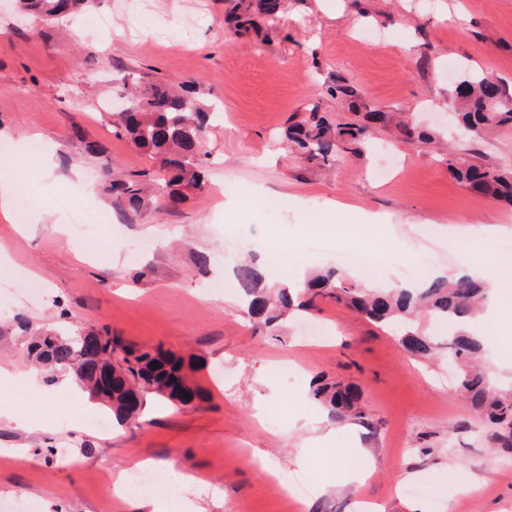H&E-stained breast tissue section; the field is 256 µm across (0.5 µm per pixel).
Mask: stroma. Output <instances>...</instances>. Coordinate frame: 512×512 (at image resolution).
<instances>
[{"label": "stroma", "mask_w": 512, "mask_h": 512, "mask_svg": "<svg viewBox=\"0 0 512 512\" xmlns=\"http://www.w3.org/2000/svg\"><path fill=\"white\" fill-rule=\"evenodd\" d=\"M92 16L110 17V30L88 29ZM368 30L376 39L361 42ZM469 72L512 89V0H288L267 38L232 42L224 0H88L63 25L0 0V183L33 201L21 229L0 223V280L11 286L0 295V368L32 370L24 330L73 322L163 345L193 364L205 396L180 408L147 397L138 418L102 431L82 420L103 413L86 396L57 403L39 387H0V505L133 512L110 499L114 473L173 460L201 484L154 495L166 512H285L276 472L304 481L310 512H512V446L458 395L447 356L414 357L398 332L328 298L257 333L236 292L210 287L246 258L268 268L290 254L300 273L335 265L346 249L369 252L399 281L423 249L451 269L462 254L449 239L460 247L482 225L511 229L512 208L460 185L441 160L445 146L462 156L477 146L512 170V132L464 137L448 114ZM142 78L194 85L224 119L205 138L203 188L126 215L103 188V163L118 177L158 168L114 134L102 105ZM336 79L363 104L413 116L436 140L382 133L335 170L308 165L277 134L314 106L345 121L346 105L322 93ZM81 141L93 151L77 150ZM383 152L397 160L388 182L374 176ZM65 196L111 212V223L74 238L58 207ZM199 251L214 258L209 275L195 266ZM316 324L327 340H305ZM471 328L485 338V367L511 387L500 336L512 321ZM277 367L287 378L273 377ZM317 378L355 386L365 419H328L308 398ZM21 413L40 428L27 431ZM314 424L332 432L331 447H303ZM361 468L370 471L363 485L339 483Z\"/></svg>", "instance_id": "stroma-1"}]
</instances>
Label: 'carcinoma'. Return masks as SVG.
<instances>
[{
    "label": "carcinoma",
    "instance_id": "1",
    "mask_svg": "<svg viewBox=\"0 0 512 512\" xmlns=\"http://www.w3.org/2000/svg\"><path fill=\"white\" fill-rule=\"evenodd\" d=\"M86 2L18 0L22 10L53 20L70 15ZM224 4V30L230 37L262 33L257 17H274L284 8L280 0H224ZM323 93L347 101L356 119L335 122L313 109L303 119L289 124L283 136L289 152L319 168H332L346 153H363L381 129H392L394 139L409 144H426L430 140V132L413 123L396 121L380 109L358 106L357 90L350 84L333 81L324 86ZM125 96L135 117L126 119L118 112L113 124L137 149L150 154L159 167V176L150 183L142 182L138 175L116 178L106 164L102 177L104 189L117 207L139 214L151 209L157 198L174 200L182 190L202 186L208 163L202 146L213 113L197 103L193 89L178 90L158 80L144 84L129 82L125 84ZM448 106L466 136L480 138L493 130L512 129V92L485 78L472 76L461 80L448 99ZM446 165L459 184L512 207V170L487 163L475 151L468 158L450 152ZM236 279L256 331L273 328L294 307L289 289L284 287L272 294L265 269L253 261L238 265ZM307 291L313 300L329 297L377 323H398L424 312L436 322L453 324L475 313L485 288L482 281L467 277L428 278L411 289L369 288L329 266L308 281ZM81 331L77 325L65 332L45 329L28 342V355L44 369L46 381H52L57 372L66 371L92 396L96 395L93 372L102 361L112 363L116 379L107 410L117 422L134 420L148 394L174 406H187L201 399L196 384L180 385L186 371L183 359L159 347L127 343L108 330L101 333L100 356H91L76 339ZM403 344L410 353L422 358L434 356L441 347L448 349V355L463 365L459 388L473 413L501 429L499 437L504 445L512 444V395L498 391L476 364L484 350L482 336L456 331L441 343L435 336L412 333L403 337ZM153 362L158 363V368L150 367ZM358 398L357 390L341 381L318 380L309 392L310 401L325 408L333 421L363 417Z\"/></svg>",
    "mask_w": 512,
    "mask_h": 512
}]
</instances>
